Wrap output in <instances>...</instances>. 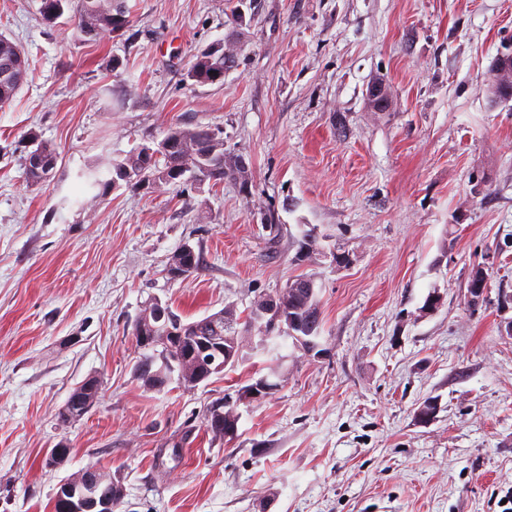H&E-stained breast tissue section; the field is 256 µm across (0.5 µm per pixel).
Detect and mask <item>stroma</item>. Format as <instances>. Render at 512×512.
Here are the masks:
<instances>
[{
  "label": "stroma",
  "instance_id": "obj_1",
  "mask_svg": "<svg viewBox=\"0 0 512 512\" xmlns=\"http://www.w3.org/2000/svg\"><path fill=\"white\" fill-rule=\"evenodd\" d=\"M40 6L0 0V33L32 63L0 108V512H52L61 480L90 466L121 488L117 512H503L512 99L485 88L512 0H128L129 26L97 43ZM231 37L223 78L192 84L196 56ZM176 124L219 131L247 188L85 182ZM40 141L59 159L32 186ZM305 232L319 252L300 262ZM185 243L202 268L171 277ZM302 275L323 317L312 354L287 339L194 389L137 380L132 329L151 300L187 321L229 304L243 317ZM273 367L280 389L214 438L211 403ZM91 375L97 403L61 424Z\"/></svg>",
  "mask_w": 512,
  "mask_h": 512
}]
</instances>
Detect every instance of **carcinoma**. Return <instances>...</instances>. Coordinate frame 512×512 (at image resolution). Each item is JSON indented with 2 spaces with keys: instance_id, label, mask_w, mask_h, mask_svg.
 <instances>
[{
  "instance_id": "obj_1",
  "label": "carcinoma",
  "mask_w": 512,
  "mask_h": 512,
  "mask_svg": "<svg viewBox=\"0 0 512 512\" xmlns=\"http://www.w3.org/2000/svg\"><path fill=\"white\" fill-rule=\"evenodd\" d=\"M70 14L77 36L88 42L101 41L119 34L129 26L130 16L126 0H42L41 15L48 24L55 23L64 14ZM232 60L230 49L216 43L197 55L187 72V78L196 85H204V75L224 67ZM29 72V60L23 49L11 38L0 33V107L10 102L18 94ZM488 96L497 100L504 93L503 79L498 67L492 68V77L486 89ZM165 138L174 142L171 150L156 154L150 146H143L116 163L113 169L112 184L124 182L135 188L143 183L162 190L165 187L184 182V176L195 181H205L211 185H221L234 181L245 187L247 170L238 166L235 154L224 151V141L209 127L193 128L171 126ZM41 149L38 156L28 152L25 157V175L30 185H39L47 180L44 165L55 168L59 155L56 148L47 142L37 144ZM314 284L308 276H300L288 284L284 294L288 314L295 315L301 333L319 334L322 317L317 293L310 288ZM183 332L185 339L214 333L210 317L184 321L172 313L165 320L161 331L168 329ZM153 363L149 356L140 358L135 367L136 377L144 385L160 390L168 385L166 378L150 380Z\"/></svg>"
}]
</instances>
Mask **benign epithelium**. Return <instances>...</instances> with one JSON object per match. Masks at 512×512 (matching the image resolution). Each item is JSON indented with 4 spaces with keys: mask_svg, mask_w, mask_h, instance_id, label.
Masks as SVG:
<instances>
[{
    "mask_svg": "<svg viewBox=\"0 0 512 512\" xmlns=\"http://www.w3.org/2000/svg\"><path fill=\"white\" fill-rule=\"evenodd\" d=\"M194 249L189 244L182 245L170 265L172 276L183 275V270L192 263ZM487 280L482 270L477 269L472 274L468 285V302L472 306L478 305L484 299ZM165 318V304L156 299L149 303L146 310L139 316L137 323V340L141 348L151 355L157 356L154 367L158 371H169L172 377L179 380L184 386H199L206 380V365L212 361L215 352L224 353L226 360H231L234 351L225 347V344L237 346L231 338L221 340L216 336H198L192 344L184 346L183 337L171 335L159 336L155 332L154 324ZM250 329L256 331L260 347L266 345L269 335L273 331L287 332L295 335V342L300 345L306 354H311L317 348L316 337L305 336L296 332L284 322L283 309L279 296H261L254 300ZM194 357L198 367L191 371L182 363V355ZM271 380L262 376L237 392L236 400L227 399L212 409V427L210 431L217 437L237 430L240 405H250L259 402L275 391ZM101 392V383L93 375L77 386L75 393L67 399L60 412L66 421H76L84 417L95 405ZM119 497L115 485L99 476L96 469L89 467L76 477H67L59 485L55 500L63 507V512H114L113 499Z\"/></svg>",
    "mask_w": 512,
    "mask_h": 512,
    "instance_id": "obj_1",
    "label": "benign epithelium"
}]
</instances>
